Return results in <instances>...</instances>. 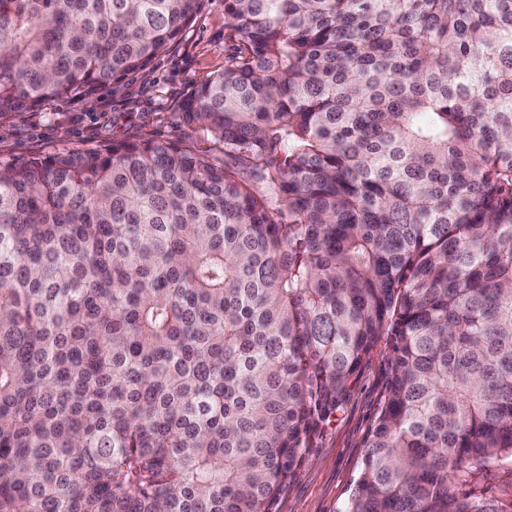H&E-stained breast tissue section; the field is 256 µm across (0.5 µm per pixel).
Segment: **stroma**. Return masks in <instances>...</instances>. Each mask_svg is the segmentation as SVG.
<instances>
[{"instance_id":"35a3bbf8","label":"stroma","mask_w":512,"mask_h":512,"mask_svg":"<svg viewBox=\"0 0 512 512\" xmlns=\"http://www.w3.org/2000/svg\"><path fill=\"white\" fill-rule=\"evenodd\" d=\"M224 0H203L180 40L146 68L103 87L91 99H51L17 119L0 117V160L20 162L35 154L91 149L125 140H168L221 157L205 131L174 125L171 115L201 83L223 71ZM391 375L388 345L366 357L339 418L313 441L276 512H340L365 457V440Z\"/></svg>"}]
</instances>
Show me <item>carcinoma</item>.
<instances>
[{
    "label": "carcinoma",
    "instance_id": "cac0c4a2",
    "mask_svg": "<svg viewBox=\"0 0 512 512\" xmlns=\"http://www.w3.org/2000/svg\"><path fill=\"white\" fill-rule=\"evenodd\" d=\"M202 0H0V116ZM173 141L0 161V512H275L387 337L341 512H512V0H224ZM511 484L512 477L510 473H493L486 478L482 488L485 490L487 497L507 500Z\"/></svg>",
    "mask_w": 512,
    "mask_h": 512
}]
</instances>
